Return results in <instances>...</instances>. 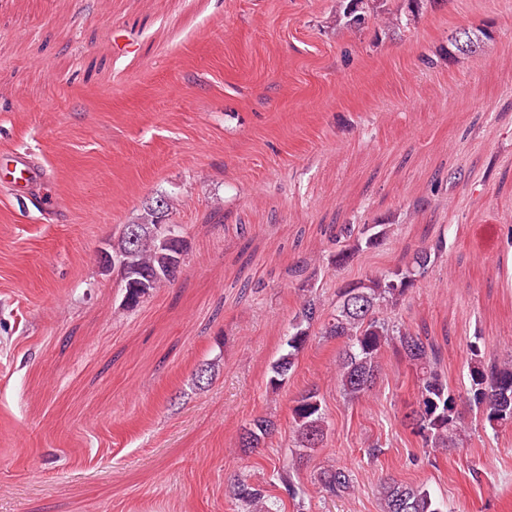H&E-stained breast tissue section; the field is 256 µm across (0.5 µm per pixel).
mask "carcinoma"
Returning a JSON list of instances; mask_svg holds the SVG:
<instances>
[{
    "label": "carcinoma",
    "mask_w": 512,
    "mask_h": 512,
    "mask_svg": "<svg viewBox=\"0 0 512 512\" xmlns=\"http://www.w3.org/2000/svg\"><path fill=\"white\" fill-rule=\"evenodd\" d=\"M338 19L349 28H360L386 13V0H339ZM387 237L385 225L342 224L330 231L336 244L332 263L341 268L349 265L363 249H374ZM446 249L439 237L430 246L418 251L411 265L395 269L379 278L353 281L342 287L335 312L322 320L319 298L306 297L288 327L287 349L270 367L269 385L279 389L295 368L298 354L309 341L311 328L321 324V335L342 342L336 365V381L344 398L355 402L367 395L382 370L381 356L387 348L403 356L416 372V408L405 417L410 433L422 445L447 448L461 441V417L456 394L438 371V348L427 336L411 332L392 315L399 300L415 285ZM112 257H130L133 274L122 278L127 309H134L154 290L175 278L167 272L166 256L172 248L159 238L142 235L131 241L127 229H122L110 245ZM467 399L480 411L482 419L492 430L512 427V359L487 363L477 341L468 344ZM295 423L297 459L319 447L326 431L325 416L318 388L305 390L292 408ZM274 431V423L256 418L243 429L241 447L256 449L266 443ZM317 482L323 495L340 497L353 488L350 471L340 467L322 468ZM229 497L247 512H279L278 500L267 494L266 488L240 475L230 483ZM383 512H442L439 503L428 489L388 478L381 491Z\"/></svg>",
    "instance_id": "carcinoma-1"
}]
</instances>
